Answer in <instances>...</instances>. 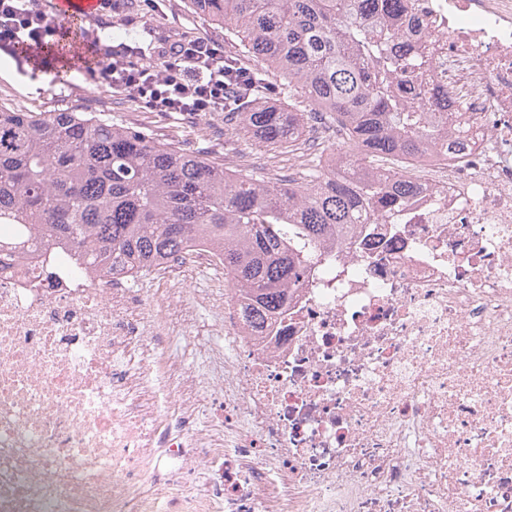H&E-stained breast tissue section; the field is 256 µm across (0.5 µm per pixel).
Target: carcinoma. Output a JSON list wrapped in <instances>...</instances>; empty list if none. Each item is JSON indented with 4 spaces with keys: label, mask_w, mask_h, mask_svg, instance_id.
<instances>
[{
    "label": "carcinoma",
    "mask_w": 512,
    "mask_h": 512,
    "mask_svg": "<svg viewBox=\"0 0 512 512\" xmlns=\"http://www.w3.org/2000/svg\"><path fill=\"white\" fill-rule=\"evenodd\" d=\"M224 26L253 90L232 98L264 146L295 145L308 115L258 104L269 74L286 80L346 130L310 159L302 182L224 169L200 150L92 112H26L0 104V264L37 237L64 248L76 272L103 264L132 274L178 255L200 234L221 243L224 274L247 289L255 316L283 300L316 259L315 247L345 236L368 214L414 193L408 178L357 158L409 156L444 144L427 119L416 77L425 65L403 37L416 0H187Z\"/></svg>",
    "instance_id": "carcinoma-1"
}]
</instances>
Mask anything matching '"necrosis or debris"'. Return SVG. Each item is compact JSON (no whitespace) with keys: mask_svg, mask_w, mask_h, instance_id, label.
Masks as SVG:
<instances>
[{"mask_svg":"<svg viewBox=\"0 0 512 512\" xmlns=\"http://www.w3.org/2000/svg\"><path fill=\"white\" fill-rule=\"evenodd\" d=\"M422 12L451 146L392 158L412 199L320 244L274 315L203 241L0 270V512H512V0Z\"/></svg>","mask_w":512,"mask_h":512,"instance_id":"1","label":"necrosis or debris"}]
</instances>
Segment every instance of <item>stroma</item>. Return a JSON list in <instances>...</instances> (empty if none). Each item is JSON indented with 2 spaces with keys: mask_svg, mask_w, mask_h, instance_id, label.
I'll list each match as a JSON object with an SVG mask.
<instances>
[{
  "mask_svg": "<svg viewBox=\"0 0 512 512\" xmlns=\"http://www.w3.org/2000/svg\"><path fill=\"white\" fill-rule=\"evenodd\" d=\"M86 29L96 33L102 44H112L116 28L127 31L128 41L140 42L146 56H153L157 40L168 33L192 31L199 36L223 40V26L193 12L186 0H159L147 6L145 0H124L115 12L94 16ZM58 57L43 54L36 69L21 70L10 54L0 51V103L33 112H101L133 128H147L156 138L175 143L184 149H199L212 158L231 160L246 155L260 158L263 173L276 178L286 173L297 151L288 146L258 145L246 133L240 118L225 121L217 114L206 120L188 115L161 113L143 102L111 93L83 72L74 70L63 84L53 83L51 75L59 68Z\"/></svg>",
  "mask_w": 512,
  "mask_h": 512,
  "instance_id": "1",
  "label": "stroma"
}]
</instances>
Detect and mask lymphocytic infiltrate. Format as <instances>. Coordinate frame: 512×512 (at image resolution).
<instances>
[{"mask_svg":"<svg viewBox=\"0 0 512 512\" xmlns=\"http://www.w3.org/2000/svg\"><path fill=\"white\" fill-rule=\"evenodd\" d=\"M61 32L58 18L37 0H0V48L27 43L42 46ZM126 43L105 46L92 69L93 79L112 92L139 99L158 112L211 116L222 112L241 81L224 65V46L198 37L162 40L158 56L141 58Z\"/></svg>","mask_w":512,"mask_h":512,"instance_id":"1","label":"lymphocytic infiltrate"}]
</instances>
